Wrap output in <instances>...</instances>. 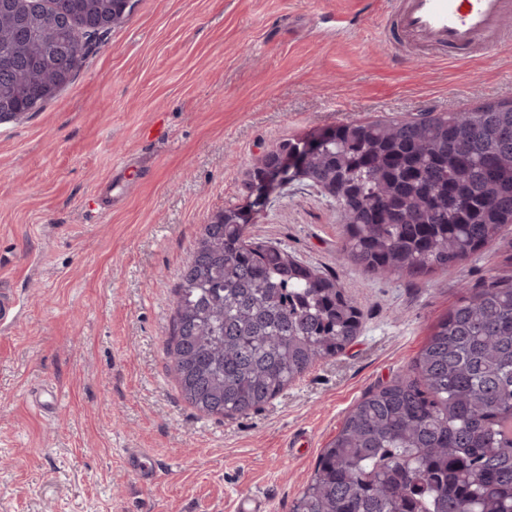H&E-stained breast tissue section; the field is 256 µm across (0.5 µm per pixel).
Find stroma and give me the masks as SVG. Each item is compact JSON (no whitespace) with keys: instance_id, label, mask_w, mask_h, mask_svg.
Wrapping results in <instances>:
<instances>
[{"instance_id":"35a3bbf8","label":"stroma","mask_w":512,"mask_h":512,"mask_svg":"<svg viewBox=\"0 0 512 512\" xmlns=\"http://www.w3.org/2000/svg\"><path fill=\"white\" fill-rule=\"evenodd\" d=\"M394 0H133L40 111L0 123V512H233L291 506L348 411L403 375L460 297L512 277V226L452 274L339 265L335 204L296 183L250 226L335 273L354 342L259 409L216 418L166 354L201 228L241 203L253 161L355 118L512 99V45L446 63L383 41ZM61 395L52 413L35 395ZM147 449L159 470L124 463Z\"/></svg>"}]
</instances>
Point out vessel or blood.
I'll use <instances>...</instances> for the list:
<instances>
[{
    "instance_id": "obj_1",
    "label": "vessel or blood",
    "mask_w": 512,
    "mask_h": 512,
    "mask_svg": "<svg viewBox=\"0 0 512 512\" xmlns=\"http://www.w3.org/2000/svg\"><path fill=\"white\" fill-rule=\"evenodd\" d=\"M398 39L463 56H491L512 39V0H398Z\"/></svg>"
}]
</instances>
